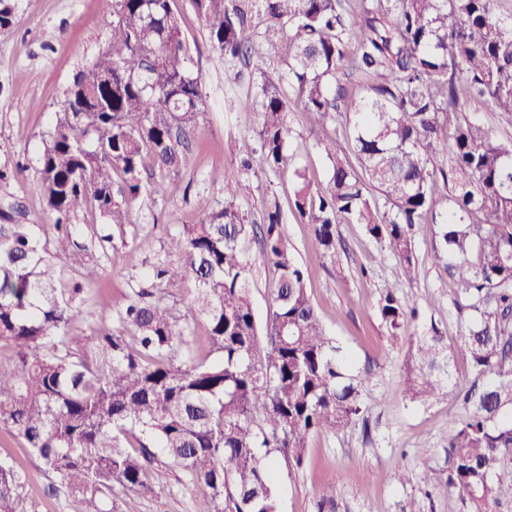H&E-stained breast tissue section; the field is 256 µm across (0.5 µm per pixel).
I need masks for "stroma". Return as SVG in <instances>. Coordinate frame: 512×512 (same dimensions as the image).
<instances>
[{"mask_svg": "<svg viewBox=\"0 0 512 512\" xmlns=\"http://www.w3.org/2000/svg\"><path fill=\"white\" fill-rule=\"evenodd\" d=\"M17 23L0 33V166L35 163L43 139L76 76L106 49L112 31V0H15ZM188 66L201 81L206 110L190 141L188 159L179 172L155 185L132 209L130 224H106L91 208L72 222L77 240L88 246L90 259L78 263L57 254L59 285H83L74 300L81 313L69 327L73 347L85 336L111 329L112 316L131 289L148 287L147 272L160 259H173L182 249L183 225L198 223L224 203V185L240 158L257 140L238 120L236 103L254 85L252 66H228L213 50L191 0H173ZM289 160L278 171H256L252 195L239 203L248 221L262 222L265 211L279 207L288 240L307 272V286L329 336L351 351L355 367L370 377L365 409L355 423L335 432L313 434L301 468L290 469L279 451L274 492L278 512H317L320 493L335 497L338 512H474L448 486V433L465 416L457 400L474 380L470 360L459 338L476 317L452 274L449 261L437 260L438 222L428 220L413 230L417 272L413 280L396 281L397 260L383 243L359 224L339 228L334 255L316 252L309 225L293 213L297 173L314 187H325L329 163L316 145L320 135L350 146L340 122L318 124L304 112L290 113ZM0 224H27L40 243L52 247L55 230L35 172L0 182ZM252 302L258 319H266L277 274L263 261L257 240L245 245ZM418 315L399 341H392L378 314L385 283ZM437 328L452 353L451 381L435 398L411 402L404 387L418 336ZM0 461L23 476L18 512H79L76 499L55 489L41 461L22 446L13 432L0 426ZM182 473L169 465L150 476V492L135 495L113 485L115 500H133L136 512H198L204 490L183 491Z\"/></svg>", "mask_w": 512, "mask_h": 512, "instance_id": "stroma-1", "label": "stroma"}]
</instances>
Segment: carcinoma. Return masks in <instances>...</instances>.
<instances>
[{
	"instance_id": "carcinoma-1",
	"label": "carcinoma",
	"mask_w": 512,
	"mask_h": 512,
	"mask_svg": "<svg viewBox=\"0 0 512 512\" xmlns=\"http://www.w3.org/2000/svg\"><path fill=\"white\" fill-rule=\"evenodd\" d=\"M496 2L192 0L225 63L255 54L283 70L260 69L256 93L238 104L241 124L258 128L259 155L225 184L224 207L183 225L178 259L148 274L155 285L194 283L210 362L196 361L190 325L154 288L132 290L117 327L71 352L80 308L56 288L52 253L24 224L0 231V342L13 350L0 358V425L80 512H135L110 500L112 485L149 491L159 464L178 468L186 490H208L199 512H277L274 464L261 449L278 448L299 467L311 434L362 413L370 379L352 374L325 332L279 208L255 225L237 206L252 194L253 167L288 164L287 115L297 106L318 121L344 115L350 138L348 153L317 139L330 164L325 188L297 174L295 215L317 250L336 252L338 225L362 224L397 258V278L412 280V228L442 209V247L482 310L461 336L476 380L459 395L465 418L446 438L448 487L476 512L491 497L512 499V482L493 483L512 456V138L465 114L467 102L481 101L512 125V17ZM112 13L108 48L74 79L37 158L57 253L85 252L71 231L84 203L109 224L130 223L143 173L163 180L186 163L203 112L171 0H112ZM15 18L12 0H0V31ZM252 235L277 272L263 329L244 256ZM378 311L399 338L407 312L394 285ZM411 361L409 398L438 395L451 376L439 330L419 337ZM22 487L19 471L0 462V512H17Z\"/></svg>"
}]
</instances>
